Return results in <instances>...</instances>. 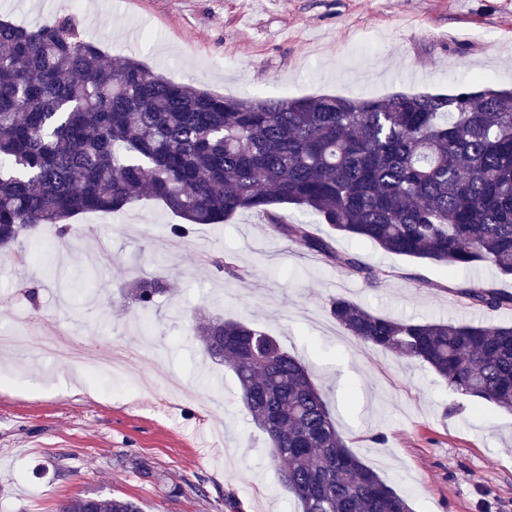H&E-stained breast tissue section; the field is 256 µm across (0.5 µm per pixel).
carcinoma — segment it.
Segmentation results:
<instances>
[{
	"label": "carcinoma",
	"mask_w": 512,
	"mask_h": 512,
	"mask_svg": "<svg viewBox=\"0 0 512 512\" xmlns=\"http://www.w3.org/2000/svg\"><path fill=\"white\" fill-rule=\"evenodd\" d=\"M156 199L182 223L222 224L253 210L281 238L336 259L373 286L381 270L337 256L335 236L512 276V90L241 99L110 59L64 16L33 27L0 20V250L40 224L58 238L84 213H119ZM293 205L301 218L290 220ZM324 224L328 233L316 234ZM214 266L236 279L231 255ZM166 291L130 284L141 314ZM490 310L512 292L457 289ZM350 338L428 365L452 391L512 411V326L391 319L343 298L329 305ZM204 353L224 362L265 434L271 461L302 512H412L347 446L297 357L260 326L194 316ZM58 512H140L122 497L73 496Z\"/></svg>",
	"instance_id": "cac0c4a2"
}]
</instances>
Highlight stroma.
Segmentation results:
<instances>
[{"label": "stroma", "mask_w": 512, "mask_h": 512, "mask_svg": "<svg viewBox=\"0 0 512 512\" xmlns=\"http://www.w3.org/2000/svg\"><path fill=\"white\" fill-rule=\"evenodd\" d=\"M19 25L73 16L105 55L136 59L176 83L245 98L388 97L512 88V0H26ZM177 218L141 201L72 218L64 248L51 225L23 241L51 248L67 276L93 267L89 293L57 286L40 260L0 255V329L59 331L108 358L118 375L0 352V512H56L75 495L134 500L142 512H298L230 367L207 357L192 314L259 323L315 376L350 450L413 512H512V413L451 391L427 365L344 336L328 308L341 297L381 316L471 322L474 307L444 285L512 278L384 253L340 238L338 253L383 270L371 286L335 261L271 233L260 215L171 234ZM230 253L241 282L210 266ZM165 280L155 326L137 325L122 289ZM191 391L170 394L161 373ZM64 466L59 476L56 466Z\"/></svg>", "instance_id": "stroma-1"}]
</instances>
